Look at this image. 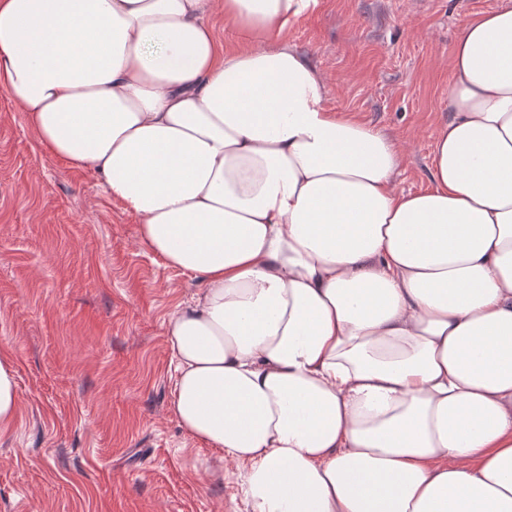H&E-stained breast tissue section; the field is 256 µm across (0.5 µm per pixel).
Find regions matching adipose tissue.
Instances as JSON below:
<instances>
[{
	"instance_id": "adipose-tissue-1",
	"label": "adipose tissue",
	"mask_w": 512,
	"mask_h": 512,
	"mask_svg": "<svg viewBox=\"0 0 512 512\" xmlns=\"http://www.w3.org/2000/svg\"><path fill=\"white\" fill-rule=\"evenodd\" d=\"M317 5L0 0V89L200 281L170 412L247 512H512V0L458 36L415 193L289 44Z\"/></svg>"
}]
</instances>
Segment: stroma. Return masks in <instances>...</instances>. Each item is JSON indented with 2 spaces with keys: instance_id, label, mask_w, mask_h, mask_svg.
<instances>
[{
  "instance_id": "stroma-1",
  "label": "stroma",
  "mask_w": 512,
  "mask_h": 512,
  "mask_svg": "<svg viewBox=\"0 0 512 512\" xmlns=\"http://www.w3.org/2000/svg\"><path fill=\"white\" fill-rule=\"evenodd\" d=\"M499 0H319L288 29L327 105L400 145L399 190L430 185L460 30ZM138 217L51 154L0 90V352L20 407L0 431V512H244L223 452L170 413L165 322L199 290Z\"/></svg>"
}]
</instances>
